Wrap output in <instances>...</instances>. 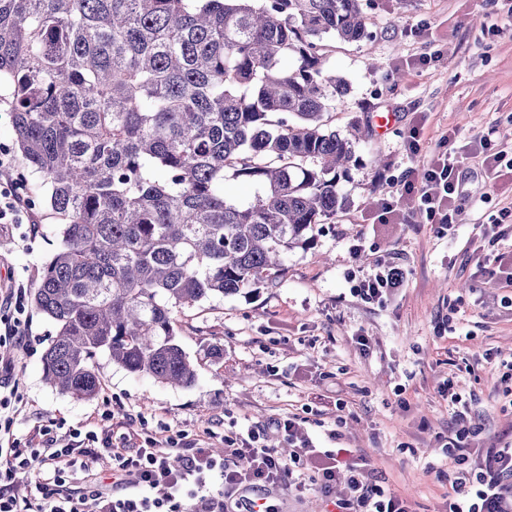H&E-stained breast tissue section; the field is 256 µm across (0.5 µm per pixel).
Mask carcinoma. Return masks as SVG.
Segmentation results:
<instances>
[{"mask_svg": "<svg viewBox=\"0 0 512 512\" xmlns=\"http://www.w3.org/2000/svg\"><path fill=\"white\" fill-rule=\"evenodd\" d=\"M328 37H367L360 0H0L15 141L63 224L33 293L47 383L93 397L106 352L194 384L174 308L276 280L344 207L364 135L327 128L350 92Z\"/></svg>", "mask_w": 512, "mask_h": 512, "instance_id": "obj_1", "label": "carcinoma"}]
</instances>
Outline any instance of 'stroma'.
<instances>
[{
	"label": "stroma",
	"mask_w": 512,
	"mask_h": 512,
	"mask_svg": "<svg viewBox=\"0 0 512 512\" xmlns=\"http://www.w3.org/2000/svg\"><path fill=\"white\" fill-rule=\"evenodd\" d=\"M396 2L361 0L370 39L324 43L326 68L350 84L346 104L328 113L329 126L343 133L355 123L372 127L354 162L336 174L348 205L317 225L311 248L289 254L275 283L176 308V339L196 383L138 377L101 352L93 398L59 392L42 371L58 327L30 304L23 342L0 347L12 362L0 371V398L18 395L10 405L16 438L49 424L61 439L76 429L136 444L173 436L213 451L251 430L282 452L309 439L351 450L367 481L411 512H448L452 489L436 476L455 468L446 450L455 427L441 395L447 381L481 426L469 441L470 464L487 449L512 445V403L498 368L512 360V287L491 260L512 252V222L503 220L497 243L480 233L512 210V171L488 183L479 143L492 127L497 145L512 148V0H408L402 12ZM423 53L431 63L410 66ZM378 112L392 113L394 125L373 128ZM414 129L412 153L406 141ZM445 146L464 158L461 214L451 231L428 223L397 193ZM25 183L41 222L0 227V289L37 282L60 242L62 226L43 202L40 180L29 174ZM384 198L399 201L402 223H376ZM381 261L402 265L407 280L382 302H365L352 287ZM289 418L297 436L276 428Z\"/></svg>",
	"instance_id": "1"
}]
</instances>
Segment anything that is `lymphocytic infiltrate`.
I'll return each instance as SVG.
<instances>
[{
  "instance_id": "f902f5d3",
  "label": "lymphocytic infiltrate",
  "mask_w": 512,
  "mask_h": 512,
  "mask_svg": "<svg viewBox=\"0 0 512 512\" xmlns=\"http://www.w3.org/2000/svg\"><path fill=\"white\" fill-rule=\"evenodd\" d=\"M458 168L448 154L427 162L423 178L434 192L404 182L400 195L412 199L420 212L435 224L455 226L459 207ZM38 218L23 189V179L10 149L0 145V224H34ZM406 270L391 263L377 264L355 286L357 296L381 301L402 287ZM9 400H0V512H82L81 499L71 484L86 470L96 454V434L86 442L59 443L51 429L42 427V440L20 445L11 434L12 417L6 416ZM223 454L206 448L188 450L176 440H152L149 446L113 447L112 461L120 477L121 494H100L99 512H182L185 499H193L197 512H224V498L246 490L258 492L284 478L295 486H314L330 496L338 481H346L349 494L344 512H410L405 501L386 495L384 489L365 482L360 467L344 462L341 450H323L305 444L284 458L274 448L237 447L225 441ZM180 466H173V458ZM455 494L449 512H512V448L487 449L478 469L470 474H450Z\"/></svg>"
}]
</instances>
